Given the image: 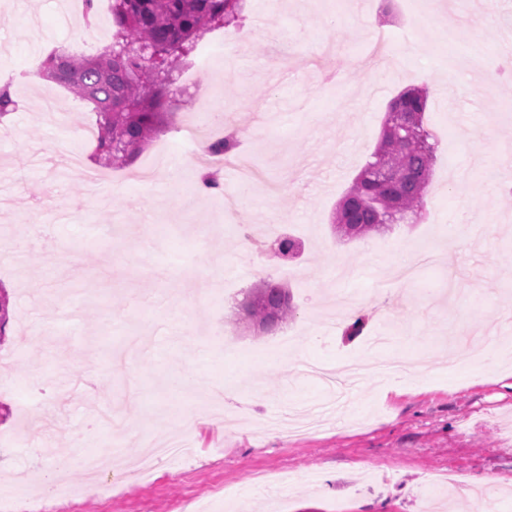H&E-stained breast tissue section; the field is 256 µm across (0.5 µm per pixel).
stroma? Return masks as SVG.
Instances as JSON below:
<instances>
[{"mask_svg":"<svg viewBox=\"0 0 512 512\" xmlns=\"http://www.w3.org/2000/svg\"><path fill=\"white\" fill-rule=\"evenodd\" d=\"M415 2L411 17L394 0L383 24L381 0H246L241 27L224 31L223 59L168 102L152 142L107 170L112 191L98 198L60 174L71 154L90 158L81 136L96 120L90 104L40 76L26 86L14 78L31 57L89 39L99 22L59 25V0H0V82L18 102L0 119V288L10 306L0 382L13 386L0 393V434L39 449L0 446V475L36 474L68 490L34 493L21 512H182L189 498L205 512H422L433 475L512 488V186L494 177L512 164V31L484 16L482 0H439L438 23L427 0ZM443 22L461 43L481 45L492 97L481 95V75L449 60ZM377 23L391 42L376 60ZM410 86L429 88L425 121L438 141L426 206L378 234L341 238L332 211L374 151L390 100ZM211 92L258 180L243 192L227 163L220 194L185 204L177 186L197 173L179 128ZM58 140V155L43 154ZM162 142L160 177L136 181ZM99 224L121 233L97 239ZM227 224L269 227L302 250L283 261L243 248L222 233ZM419 242L433 263L384 286L397 251ZM265 281L289 289L295 314L260 334L240 305ZM343 293L362 335L326 318ZM73 305L78 326L57 330ZM487 329L501 338L494 372L449 369L446 346L470 349ZM368 336L418 355L422 372L398 382L369 371ZM307 362L347 364L354 391L310 377ZM220 381L231 390L219 419L205 410ZM19 398L45 401L40 422ZM107 408L132 455L175 422L188 453L146 477L60 471L52 449L101 446L92 423Z\"/></svg>","mask_w":512,"mask_h":512,"instance_id":"1","label":"stroma"}]
</instances>
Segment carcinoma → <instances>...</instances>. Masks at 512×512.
Segmentation results:
<instances>
[{
  "instance_id": "obj_1",
  "label": "carcinoma",
  "mask_w": 512,
  "mask_h": 512,
  "mask_svg": "<svg viewBox=\"0 0 512 512\" xmlns=\"http://www.w3.org/2000/svg\"><path fill=\"white\" fill-rule=\"evenodd\" d=\"M245 0H112V36L95 53L76 61L62 50L50 53L41 75L93 105L96 138L91 158L105 168H122L149 142L164 121L163 100L182 94L175 72L216 29L238 26ZM427 91L410 87L389 104L378 145L336 205L332 223L349 239L379 232L426 204L435 144L425 125ZM17 110L11 84L0 88V118ZM399 113L413 124L428 145L423 147L398 128L391 115ZM237 147L230 133L208 145L215 156ZM383 166L393 174L374 178ZM243 319L266 333L295 312L290 292L266 281L241 304Z\"/></svg>"
}]
</instances>
